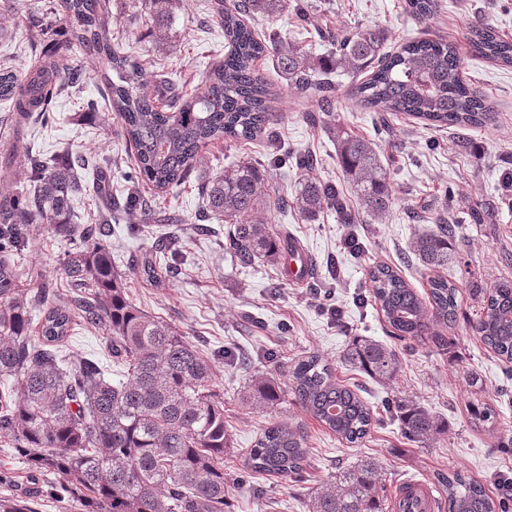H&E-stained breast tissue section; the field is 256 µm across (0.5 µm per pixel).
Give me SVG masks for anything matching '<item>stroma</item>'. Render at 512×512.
<instances>
[{
    "instance_id": "obj_1",
    "label": "stroma",
    "mask_w": 512,
    "mask_h": 512,
    "mask_svg": "<svg viewBox=\"0 0 512 512\" xmlns=\"http://www.w3.org/2000/svg\"><path fill=\"white\" fill-rule=\"evenodd\" d=\"M209 0H183L173 14L166 41L148 31L149 0H111L112 42L121 50L162 69L169 86L164 97L186 94L200 87L206 67L221 61L226 48L216 27L205 26ZM50 0H0V68L23 73L39 57L31 44L24 17L41 12L49 33L61 35L64 23L51 12ZM434 18L419 22L404 9V0H300L306 10L322 14L329 30L354 31L379 25L388 29V52H396L409 39L436 38L463 49L462 77L491 104L492 122L456 135L452 130L427 129L411 117L380 116L357 106L350 95L356 76L336 79L333 112L329 120L309 121L317 111L313 94L289 89L287 80L270 59L258 61L256 72L276 94L274 135L249 141L224 140L204 149L196 167L181 186L166 193L137 184L121 127L110 117L103 93L105 69L87 59L75 63L80 73L76 86L65 87L55 100L48 122L32 125L27 149L52 159L69 152L84 156L90 168L107 162L112 168V193L126 195L137 189L154 209L175 216L172 224H143L138 216L111 224L107 238L113 264L128 275L131 299L149 314L177 326L197 349L216 361V383L224 395V424L232 439L224 455V475L230 486L226 512H307L312 490L335 482L339 475L372 461L379 468L384 503H391L398 485L420 481L433 486L438 475L461 472L482 481L492 495H499L502 479L512 478V364L483 343L472 329L483 310L485 290L505 278L512 279V186L505 175L512 172V67L483 59L468 50L469 30L477 21L493 25L512 39V0H440ZM258 34L275 29L306 50L321 53L324 46L312 28L301 25L294 11L252 23ZM372 140L387 170L394 194L390 212L381 218L361 213L354 224H342L334 212L307 220L297 212L272 209L267 222L287 228L303 245L313 264L309 279L297 281L281 267L263 263L237 264L224 248L227 226L208 219V234L195 224L203 214L202 189L224 168L244 160L268 167L270 190L291 195L301 179L296 167L270 166L278 147L315 155L316 177L337 185L345 179L337 162L336 140L330 126ZM493 203L496 221L470 224L462 215L468 207ZM454 213L460 224L447 267L425 269L411 253L409 243L421 233L437 231L436 221ZM361 243L359 254L344 246L346 235ZM173 240L180 252L176 267L158 258V272L166 280L156 288L140 277L137 266L154 254L159 239ZM73 246L39 225L17 261L31 287L58 281L61 265ZM384 264L396 270L419 294L439 275L459 289L458 318L444 328L447 348L432 342L397 340L378 303L369 294L367 274ZM372 338L392 347L399 360L393 380L379 382L344 360L353 340ZM231 351L236 361H228ZM317 354L329 362L339 380L363 387V398L380 423L362 443L349 445L318 421L306 415L286 395L265 408L244 400L251 380L259 375L288 385L285 366L298 358ZM83 357L99 359L105 370L117 373L103 335L76 327L64 352L65 362ZM481 399L493 406L494 419L478 424L468 404ZM395 400L417 404L445 427L427 445L408 441L400 423L390 416ZM274 422L300 426L306 436L308 464L301 482L246 470L244 455L262 428ZM54 474L29 472L10 439L0 434V504H22L31 512H79L76 501L60 498ZM263 485V497H254L251 484Z\"/></svg>"
}]
</instances>
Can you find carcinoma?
Instances as JSON below:
<instances>
[{"label":"carcinoma","mask_w":512,"mask_h":512,"mask_svg":"<svg viewBox=\"0 0 512 512\" xmlns=\"http://www.w3.org/2000/svg\"><path fill=\"white\" fill-rule=\"evenodd\" d=\"M182 0H150V28L167 35L168 22ZM109 0H58L50 9L62 14L65 40H40L42 64L25 75L0 69V99L12 103L14 135L22 137L34 117L47 112L66 83L75 80L72 62L85 57L103 64L112 78L108 97L120 120L136 174L164 193L185 182L202 149L224 139L251 140L273 120L274 94L255 71L270 57L288 87L318 95L320 111L332 112L338 70L369 77L352 87L354 99L374 112H398L425 126L482 127L493 119L492 107L473 93L461 75L463 60L451 42L417 39L387 55V29L372 26L327 35L330 48L314 55L295 41L270 33L260 38L244 15L273 18L289 8L315 26L317 17L290 0H214L211 20L224 30L228 51L211 68L200 89L173 96L159 106L147 91L169 84L162 71L148 72L134 56L112 45L105 14ZM420 21L434 16L437 0H406ZM470 44L483 58L512 65V41L483 22L472 25ZM338 164L354 188L361 207L376 216L389 212L393 191L374 144L340 129ZM24 166L33 189L0 198V433L35 471L61 478L59 494L74 497L83 512H224L228 486L224 452L230 448L224 427V398L215 389L213 361L183 332L139 308L128 297L127 275L112 264L104 229L74 219L72 197L83 190L85 161L71 157L47 162L27 151ZM304 171L293 200L277 199L278 209L293 207L308 218L325 209L343 224L355 223V210L330 182L309 175L314 157L296 158ZM206 215L228 224V246L242 266L257 261L279 265L290 254L288 237L262 217L269 204V184L260 164L244 160L215 177L203 192ZM106 221L131 211L153 219L144 199L131 192L123 199L100 193ZM75 241L65 254L66 281L81 289L68 305L51 301V285L26 292L15 256L28 246L32 225ZM455 230L452 219L439 231L413 239L411 252L427 269L448 265ZM370 293L399 340L447 344L439 326L458 317V288L447 279L430 281L429 299L391 267L369 271ZM100 330L112 345V358L125 368L112 380L96 359L62 363V349L74 326ZM482 341L512 362V279L500 281L485 297L473 324ZM347 361L372 378L385 380L397 371L392 348L368 339L354 340ZM291 390L303 412L348 444H358L377 424L370 408L351 387L337 382L335 369L316 354L289 367ZM284 396L278 382L257 377L244 395L255 406H273ZM402 433L424 444L441 431L425 409L401 402L395 406ZM307 449L301 428L286 422L267 426L248 449L245 465L260 474L293 482L303 478ZM448 493L449 512H503L504 501L480 481L453 473L437 478ZM377 465L366 461L338 481L316 489L308 512H383Z\"/></svg>","instance_id":"1"}]
</instances>
